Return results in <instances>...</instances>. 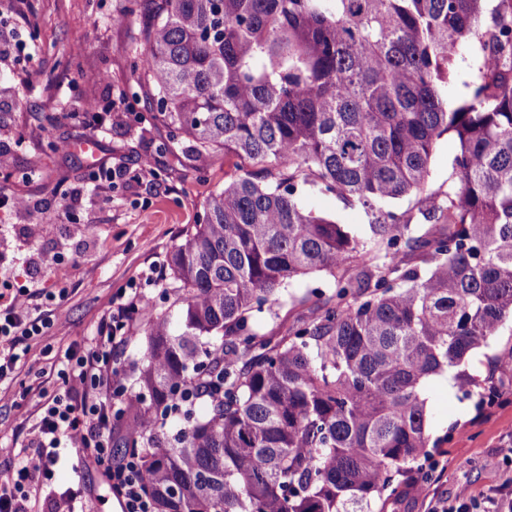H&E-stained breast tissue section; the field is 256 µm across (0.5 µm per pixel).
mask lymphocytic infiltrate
<instances>
[{"instance_id": "lymphocytic-infiltrate-1", "label": "lymphocytic infiltrate", "mask_w": 512, "mask_h": 512, "mask_svg": "<svg viewBox=\"0 0 512 512\" xmlns=\"http://www.w3.org/2000/svg\"><path fill=\"white\" fill-rule=\"evenodd\" d=\"M35 298L23 285L0 306V386L11 383L24 362L22 341L48 336L51 320L40 313ZM150 303L140 293L114 299L95 336L56 351L59 385L42 400L23 445L0 447L19 459L11 475L0 480V512H39L32 488L39 476L51 472L64 448L73 449L76 461L91 459L102 467L122 512H152L137 458L118 459L112 453L114 418L131 409L116 354L128 341L129 323L143 316Z\"/></svg>"}]
</instances>
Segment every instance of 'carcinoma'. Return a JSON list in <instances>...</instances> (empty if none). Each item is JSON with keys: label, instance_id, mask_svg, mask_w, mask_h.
<instances>
[{"label": "carcinoma", "instance_id": "cac0c4a2", "mask_svg": "<svg viewBox=\"0 0 512 512\" xmlns=\"http://www.w3.org/2000/svg\"><path fill=\"white\" fill-rule=\"evenodd\" d=\"M128 0L150 23L133 69L195 160L251 163L205 201L168 256L170 312L145 317L138 401L117 447L167 419L188 382L203 415L141 467L154 512H382L421 459L426 382L453 374L478 403L512 391L466 369L512 332V0ZM478 54L464 98L448 73ZM458 142L435 202L430 158ZM319 187L373 216L362 238L306 209ZM415 194L437 233L382 209ZM430 257L427 274L409 258ZM335 280L283 331L254 311L313 272Z\"/></svg>", "mask_w": 512, "mask_h": 512}]
</instances>
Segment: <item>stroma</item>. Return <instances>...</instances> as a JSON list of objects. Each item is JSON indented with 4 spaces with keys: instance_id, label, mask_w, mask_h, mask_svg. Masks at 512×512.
<instances>
[{
    "instance_id": "stroma-1",
    "label": "stroma",
    "mask_w": 512,
    "mask_h": 512,
    "mask_svg": "<svg viewBox=\"0 0 512 512\" xmlns=\"http://www.w3.org/2000/svg\"><path fill=\"white\" fill-rule=\"evenodd\" d=\"M126 0H0V153L10 165L0 169V186L28 202L24 210L0 209V281L11 285L37 282L55 293L42 301L53 320L52 340L29 339L28 362L16 383L0 394V442L23 441L37 416L41 395L56 386L52 351L95 335L112 298L131 287L145 289L156 311L168 309L163 283L146 284L155 261L167 258L189 225L199 223L204 201L241 165L234 156L209 165L194 163L172 144L156 119L152 89L132 68L130 49L145 16L112 23ZM81 46L74 64L57 67L55 49ZM92 101L106 120L102 128L69 117L71 104ZM98 146L97 156L81 152L82 143ZM65 144L57 154H39L48 143ZM458 143L443 136L430 162L428 189L445 200L456 185L454 157ZM157 160L152 175L140 176L143 156ZM121 167L118 184L93 181L100 165ZM303 204L340 224L364 230L372 221L360 207L313 188ZM84 224L83 236L66 231L68 214ZM48 231L27 236L31 216ZM334 280L314 273L293 281L272 309L254 313L251 327L261 336L275 333L305 313L301 298L331 294ZM430 431L440 440L430 471L431 497L454 499L467 486L474 499L485 500L512 480V394L483 409L457 386L441 378L427 384ZM81 489L85 512H120L118 501L95 463L74 470L70 451H62L53 474L37 483L39 498Z\"/></svg>"
}]
</instances>
